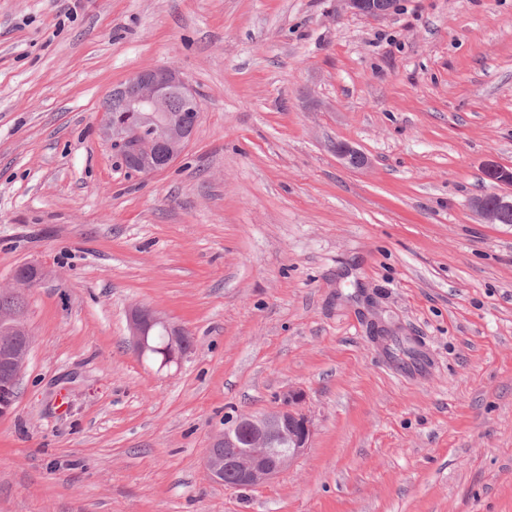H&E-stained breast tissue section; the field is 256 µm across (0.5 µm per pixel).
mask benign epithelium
Segmentation results:
<instances>
[{"label":"benign epithelium","mask_w":512,"mask_h":512,"mask_svg":"<svg viewBox=\"0 0 512 512\" xmlns=\"http://www.w3.org/2000/svg\"><path fill=\"white\" fill-rule=\"evenodd\" d=\"M344 9L381 18L396 7V0H340ZM180 99L193 110L200 109L195 89L183 73L170 66L145 69L112 91L116 107L106 113L104 137L117 145L122 165L130 174L149 177L169 168L185 151L189 136L174 115L172 102ZM336 156L351 169L368 164L367 156L348 143L340 142ZM472 210L489 224H498L504 212L512 209V195L491 191L470 202ZM6 342L0 353V366L16 388L28 362L32 345L23 317H7ZM161 329L170 352L160 368L179 363L185 350L183 338L188 328L155 310L135 307L129 315V330L138 356L152 348V333ZM303 399L290 391L281 403L261 415H243L225 424L205 456L209 477L224 484L232 481L239 488H256L276 478L309 448L310 419L297 408Z\"/></svg>","instance_id":"1"}]
</instances>
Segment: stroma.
<instances>
[{"label": "stroma", "instance_id": "1", "mask_svg": "<svg viewBox=\"0 0 512 512\" xmlns=\"http://www.w3.org/2000/svg\"><path fill=\"white\" fill-rule=\"evenodd\" d=\"M156 66L201 111L140 177L103 104ZM490 160L512 170V0H0V289L47 272L0 512H512V226L469 206ZM135 305L189 329L180 367L136 355ZM291 390L305 455L211 483L225 417ZM344 9L351 12L381 18L390 14L396 7V0H340ZM393 344L386 349L388 356L399 365L407 366L420 357L419 351L409 340L394 339Z\"/></svg>", "mask_w": 512, "mask_h": 512}]
</instances>
